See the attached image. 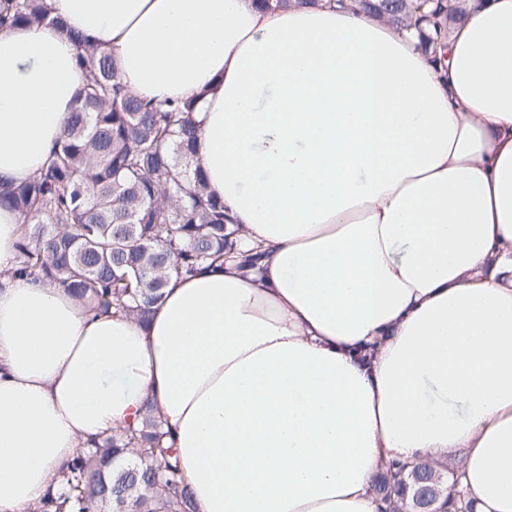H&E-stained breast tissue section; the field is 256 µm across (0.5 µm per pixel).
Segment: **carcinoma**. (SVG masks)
Masks as SVG:
<instances>
[{
  "label": "carcinoma",
  "mask_w": 512,
  "mask_h": 512,
  "mask_svg": "<svg viewBox=\"0 0 512 512\" xmlns=\"http://www.w3.org/2000/svg\"><path fill=\"white\" fill-rule=\"evenodd\" d=\"M367 11L409 26L425 22L424 49L439 53L454 0H361ZM46 0H0V27L44 23ZM83 81L63 135L33 179L0 187V208L20 214L14 273L61 288L93 315L145 321L171 276H193L238 253V229L194 164L193 102L145 101L120 82L111 54L74 36ZM240 254V253H238ZM240 267L263 253L243 252ZM170 432L146 407L135 426L90 440L63 469L60 486L30 512H196ZM134 459L107 469L122 453ZM397 505L403 488L379 476Z\"/></svg>",
  "instance_id": "cac0c4a2"
}]
</instances>
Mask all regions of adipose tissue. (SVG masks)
I'll use <instances>...</instances> for the list:
<instances>
[{"mask_svg": "<svg viewBox=\"0 0 512 512\" xmlns=\"http://www.w3.org/2000/svg\"><path fill=\"white\" fill-rule=\"evenodd\" d=\"M0 30V185L40 173L82 72L192 99L194 159L266 257L172 277L147 323L16 276L0 209V512L153 406L196 512H379L389 462L455 457L512 512V0H460L447 56L356 5L48 0Z\"/></svg>", "mask_w": 512, "mask_h": 512, "instance_id": "ef3b65f1", "label": "adipose tissue"}]
</instances>
